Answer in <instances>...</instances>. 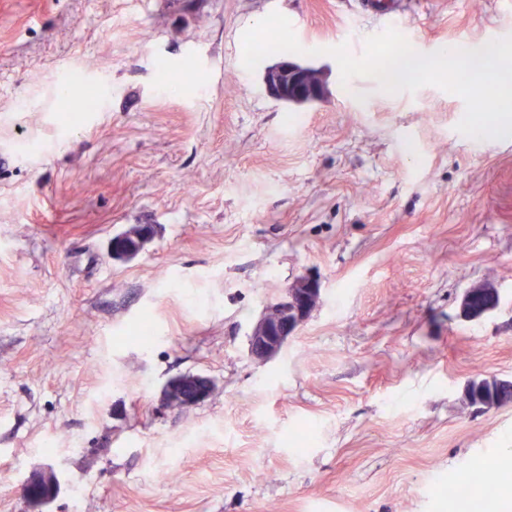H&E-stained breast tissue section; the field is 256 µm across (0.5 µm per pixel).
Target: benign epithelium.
Here are the masks:
<instances>
[{
    "instance_id": "benign-epithelium-1",
    "label": "benign epithelium",
    "mask_w": 512,
    "mask_h": 512,
    "mask_svg": "<svg viewBox=\"0 0 512 512\" xmlns=\"http://www.w3.org/2000/svg\"><path fill=\"white\" fill-rule=\"evenodd\" d=\"M263 84L271 97L289 104L319 102L328 93L326 74L322 69L291 59H283L266 68ZM153 233L154 225H140L136 246L126 248L115 243L113 255L122 258L137 255L151 240ZM320 302L319 279L310 276L297 278L283 295L266 306L265 312L252 327L249 336L250 357L262 362L274 358ZM214 388V382L204 376L176 377L165 385L163 401L173 408L186 409L204 401Z\"/></svg>"
}]
</instances>
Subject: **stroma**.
<instances>
[{
  "mask_svg": "<svg viewBox=\"0 0 512 512\" xmlns=\"http://www.w3.org/2000/svg\"><path fill=\"white\" fill-rule=\"evenodd\" d=\"M400 2L421 54L501 23L496 0ZM273 11L324 102L244 68ZM386 27L359 0H0V512H456L482 462L488 512H512V406L466 394L512 379V138L458 133L465 103L435 86L341 83L328 48ZM133 224L153 239L113 258ZM304 275L319 307L253 360ZM482 283L499 307L464 318ZM182 375L215 390L166 407ZM49 467L54 494L23 497ZM140 231L136 236L137 244L134 247L126 248L116 242L113 244L112 253L114 256L122 258H131L137 255L144 246L151 240L154 233V225L151 224H138ZM321 302L319 279L302 276L266 306L249 336V354L257 361L274 358Z\"/></svg>",
  "mask_w": 512,
  "mask_h": 512,
  "instance_id": "1",
  "label": "stroma"
}]
</instances>
